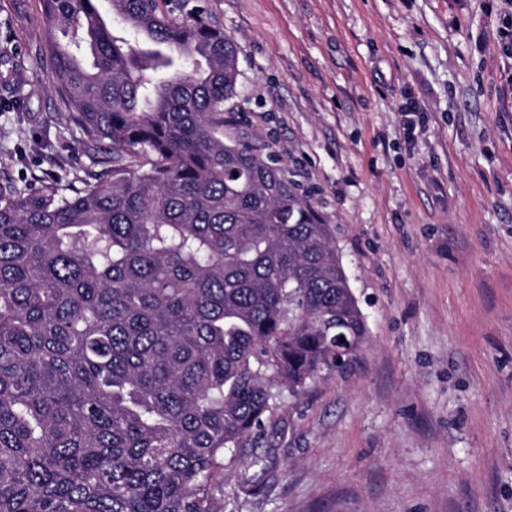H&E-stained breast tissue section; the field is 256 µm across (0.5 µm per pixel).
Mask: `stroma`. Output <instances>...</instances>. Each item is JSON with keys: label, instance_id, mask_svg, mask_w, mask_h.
Returning a JSON list of instances; mask_svg holds the SVG:
<instances>
[{"label": "stroma", "instance_id": "35a3bbf8", "mask_svg": "<svg viewBox=\"0 0 512 512\" xmlns=\"http://www.w3.org/2000/svg\"><path fill=\"white\" fill-rule=\"evenodd\" d=\"M206 7L238 47L225 138L257 148L335 225L369 331L349 365L284 396L225 460L224 512H512V57L499 11ZM7 39L0 183L86 177L38 0H0Z\"/></svg>", "mask_w": 512, "mask_h": 512}]
</instances>
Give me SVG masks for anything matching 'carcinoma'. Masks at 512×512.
Instances as JSON below:
<instances>
[{"label":"carcinoma","instance_id":"1","mask_svg":"<svg viewBox=\"0 0 512 512\" xmlns=\"http://www.w3.org/2000/svg\"><path fill=\"white\" fill-rule=\"evenodd\" d=\"M40 3L103 171L0 185V512H224L226 452L367 340L335 228L224 142L237 46L203 10Z\"/></svg>","mask_w":512,"mask_h":512}]
</instances>
